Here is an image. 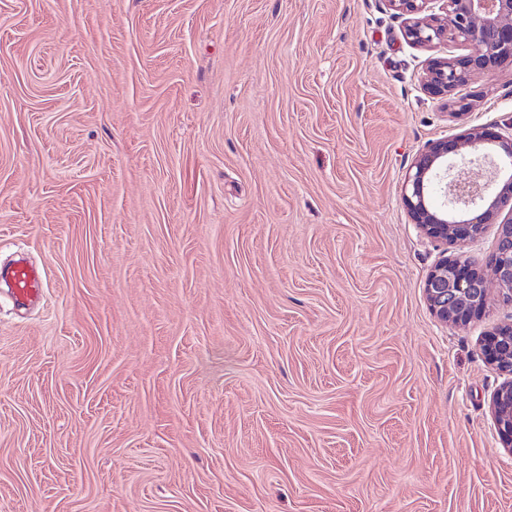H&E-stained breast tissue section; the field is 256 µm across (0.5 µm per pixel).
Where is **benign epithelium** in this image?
Wrapping results in <instances>:
<instances>
[{
	"label": "benign epithelium",
	"instance_id": "7a95c632",
	"mask_svg": "<svg viewBox=\"0 0 512 512\" xmlns=\"http://www.w3.org/2000/svg\"><path fill=\"white\" fill-rule=\"evenodd\" d=\"M385 2L403 19L404 36L410 44L431 48L442 42H459L469 47L465 56L429 61L425 89L433 96L449 98L473 76L512 65V0H441V16L428 12L431 0ZM491 146L506 158L501 179L485 167L486 150ZM463 148L471 155L470 175L449 183L451 210L436 209L429 196L432 180L448 167V154L457 155ZM402 196L413 223L437 241H473L487 225H498L496 248L488 261L490 274L459 258H445L430 271L425 293L438 319L459 323L481 314L490 299L489 275L499 296L512 302V123L505 134L478 125L452 140L429 143L414 158ZM506 208L509 216L503 218ZM484 352L488 361L512 374L511 323L496 327L487 336ZM490 409L503 443L511 448L512 379L495 391Z\"/></svg>",
	"mask_w": 512,
	"mask_h": 512
}]
</instances>
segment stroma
<instances>
[{"label": "stroma", "mask_w": 512, "mask_h": 512, "mask_svg": "<svg viewBox=\"0 0 512 512\" xmlns=\"http://www.w3.org/2000/svg\"><path fill=\"white\" fill-rule=\"evenodd\" d=\"M385 0H0V512H512L483 352L401 187L512 121ZM6 276L12 283L11 297L14 303L25 305L41 300L43 275L39 268L27 262H19L7 271Z\"/></svg>", "instance_id": "stroma-1"}]
</instances>
